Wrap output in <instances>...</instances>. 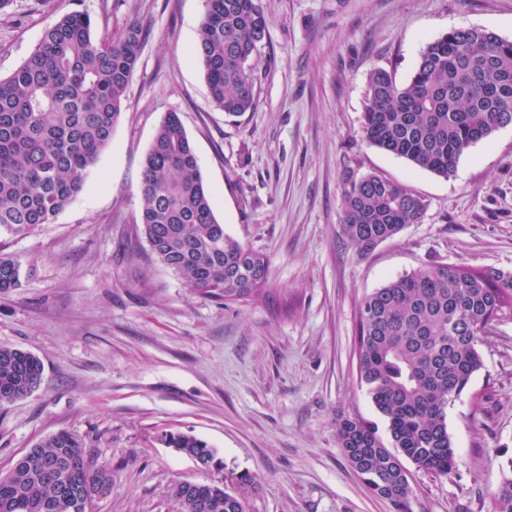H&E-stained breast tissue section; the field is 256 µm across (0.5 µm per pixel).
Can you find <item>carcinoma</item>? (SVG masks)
Returning <instances> with one entry per match:
<instances>
[{"label":"carcinoma","mask_w":512,"mask_h":512,"mask_svg":"<svg viewBox=\"0 0 512 512\" xmlns=\"http://www.w3.org/2000/svg\"><path fill=\"white\" fill-rule=\"evenodd\" d=\"M92 19L67 13L45 28L27 59L0 78V229L22 233L51 224L81 192L86 172L112 140L137 64L142 31L114 42L92 36ZM263 0H204L196 52L213 106L237 117L256 104L253 60L266 37ZM365 140L412 166L451 176L462 155L512 124V40L485 28L454 29L428 42L410 78L370 72L362 116ZM427 204L370 173L346 177L342 230L360 253L416 224ZM140 224L155 261L219 304L268 295V260L224 230L213 211L193 144L177 113L166 115L142 165ZM21 263L0 256V293L18 286ZM512 311V271L433 262L369 294L360 307V381L386 421V435L356 418L338 422L352 467L397 512H408L406 458L439 475L455 467L448 407L483 362L480 336ZM44 367L34 354L0 346V406L38 390ZM166 443L216 462L192 435ZM55 466L45 480L42 461ZM112 487L77 435L60 430L0 473V512H73L56 485ZM181 512H245L220 485L191 494L171 489ZM495 512H512V457L502 465Z\"/></svg>","instance_id":"obj_1"}]
</instances>
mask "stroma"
Returning a JSON list of instances; mask_svg holds the SVG:
<instances>
[{"label": "stroma", "mask_w": 512, "mask_h": 512, "mask_svg": "<svg viewBox=\"0 0 512 512\" xmlns=\"http://www.w3.org/2000/svg\"><path fill=\"white\" fill-rule=\"evenodd\" d=\"M203 0H12L0 9V77L58 16L88 14L97 37L142 29L112 140L54 223L0 233L18 258L0 294V345L37 356L44 382L0 407V472L60 430L111 464L97 512H179L171 487L249 473L246 512H396L337 441L339 419H383L361 385L364 297L442 261L512 270V125L447 178L363 137L370 72L411 76L425 44L458 28L512 40V0H264L256 106L229 119L195 50ZM191 138L225 231L269 260V295L201 297L153 262L139 224L142 160L167 113ZM374 172L427 209L372 252L342 234L344 179ZM290 312H282L280 300ZM483 367L448 409L456 465L405 462L409 512H494L512 457V312L482 334ZM188 433L217 452L205 470L167 447Z\"/></svg>", "instance_id": "35a3bbf8"}]
</instances>
